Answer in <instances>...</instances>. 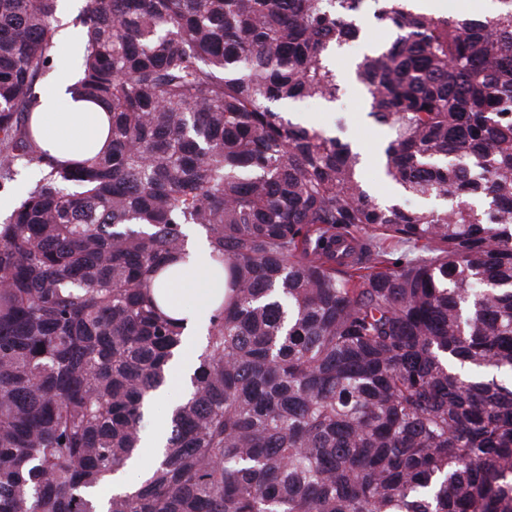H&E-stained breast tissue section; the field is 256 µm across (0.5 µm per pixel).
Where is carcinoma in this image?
<instances>
[{
  "label": "carcinoma",
  "instance_id": "1",
  "mask_svg": "<svg viewBox=\"0 0 512 512\" xmlns=\"http://www.w3.org/2000/svg\"><path fill=\"white\" fill-rule=\"evenodd\" d=\"M58 2L0 0V188L41 168L0 220V512H512V0H85L110 147L72 164L30 124ZM369 15L386 174L441 209L278 109L336 98ZM192 229L224 297L161 458L108 494L187 339L157 290Z\"/></svg>",
  "mask_w": 512,
  "mask_h": 512
}]
</instances>
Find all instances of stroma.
<instances>
[{
  "label": "stroma",
  "instance_id": "1",
  "mask_svg": "<svg viewBox=\"0 0 512 512\" xmlns=\"http://www.w3.org/2000/svg\"><path fill=\"white\" fill-rule=\"evenodd\" d=\"M85 0H70L60 10L62 34L57 37L54 64H65L77 68L83 48V31L73 26L72 18L83 8ZM387 36L376 27L365 26L358 40L347 43L333 51L329 57L336 73L339 92L333 101L307 99L282 104L287 117H301L304 125L326 132L349 143L361 154L358 169L364 188L379 202L396 199L406 209H422L437 206L434 198H424L408 192L397 191L396 185L385 174L381 155L390 132L376 123L365 108L360 83L354 76L357 61L376 44L386 41Z\"/></svg>",
  "mask_w": 512,
  "mask_h": 512
}]
</instances>
